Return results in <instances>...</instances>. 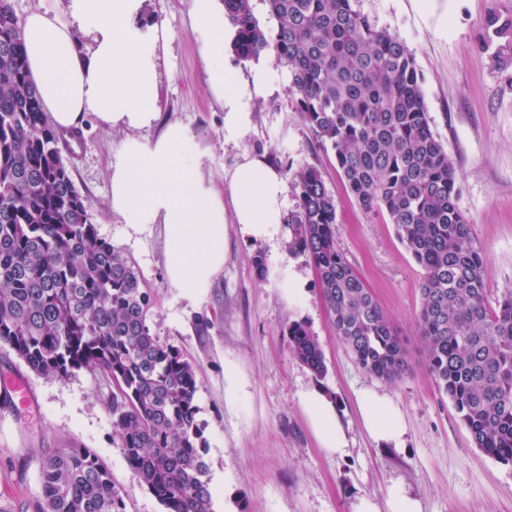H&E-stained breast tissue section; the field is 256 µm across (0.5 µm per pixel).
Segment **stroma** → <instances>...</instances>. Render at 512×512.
I'll return each instance as SVG.
<instances>
[{
	"label": "stroma",
	"mask_w": 512,
	"mask_h": 512,
	"mask_svg": "<svg viewBox=\"0 0 512 512\" xmlns=\"http://www.w3.org/2000/svg\"><path fill=\"white\" fill-rule=\"evenodd\" d=\"M190 5L144 3V22L167 29L157 88L162 121L191 129L201 150L199 170L221 190L246 154L264 157L279 171L289 163L316 167L336 200L339 250L410 351V368L397 382L364 371L336 337L313 266L306 257L289 256L284 233L253 242L229 225L224 269L203 297L171 288L163 226L133 231L108 204L109 165L128 133L88 118L79 145L63 157L100 236L137 263L152 289V333L196 367L213 512H354L358 496L380 498L394 484L419 499L424 512H512V465L473 446L427 369L417 328L423 269L386 214L359 208L333 151L296 111L287 68L270 55L242 62L225 49L224 65L241 84H252L256 70L267 73L249 131L239 141H225L224 102L206 85L207 61ZM355 7L414 58L430 128L457 171L456 206L487 263L488 302L497 306L512 291V66L494 58L489 21L512 18V0H355ZM258 255L266 265L262 275L254 264ZM295 322L316 337L325 376H315L290 353L288 327ZM12 372L25 374L38 406L16 407L0 391V505L34 512L40 459L58 448H88L111 472L124 512H164L113 441L106 393L92 373L41 376L0 347V377ZM314 386L338 403L347 437L343 454L321 447L300 405L301 393ZM365 389L394 399L406 426L402 448L379 447L366 433L356 404Z\"/></svg>",
	"instance_id": "1"
}]
</instances>
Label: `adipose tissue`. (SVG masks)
I'll list each match as a JSON object with an SVG mask.
<instances>
[{
    "label": "adipose tissue",
    "instance_id": "obj_1",
    "mask_svg": "<svg viewBox=\"0 0 512 512\" xmlns=\"http://www.w3.org/2000/svg\"><path fill=\"white\" fill-rule=\"evenodd\" d=\"M195 31L203 39L206 83L224 100V138L240 140L251 122V103L264 72L252 88H241L224 66L222 0H191ZM143 0H66L43 5L22 20L27 68L44 112L65 131L94 117L104 128L130 131L119 158L110 165L109 206L131 227L163 225L166 276L180 293L202 296L224 268L225 209H232L249 240L274 239L282 222L285 182L263 159L244 155L221 196L199 170V148L187 125L168 123L154 139L138 138L159 120L156 90L160 26H145ZM315 434L327 451L343 453L346 435L337 407L324 390L300 396ZM366 431L378 445L399 448L406 432L389 396L367 390L358 396Z\"/></svg>",
    "mask_w": 512,
    "mask_h": 512
}]
</instances>
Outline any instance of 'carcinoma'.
I'll return each mask as SVG.
<instances>
[{
    "label": "carcinoma",
    "instance_id": "carcinoma-1",
    "mask_svg": "<svg viewBox=\"0 0 512 512\" xmlns=\"http://www.w3.org/2000/svg\"><path fill=\"white\" fill-rule=\"evenodd\" d=\"M241 61L270 51L288 68L296 108L335 153L367 214L384 212L424 270L419 336L429 373L472 443L512 463V292L487 303V265L455 204L456 171L430 129L412 54L353 0H223ZM508 37L512 20H492ZM47 122L25 60L11 0H0V345L34 372L86 369L113 386V441L164 512H213L207 442L195 404L199 379L178 348L148 325L155 306L138 265L100 237ZM298 199L288 254L312 263L336 336L367 373L387 382L409 352L336 244V200L310 166L287 169ZM291 354L326 372L320 345L299 322ZM36 512H124L112 474L88 448L40 462Z\"/></svg>",
    "mask_w": 512,
    "mask_h": 512
}]
</instances>
